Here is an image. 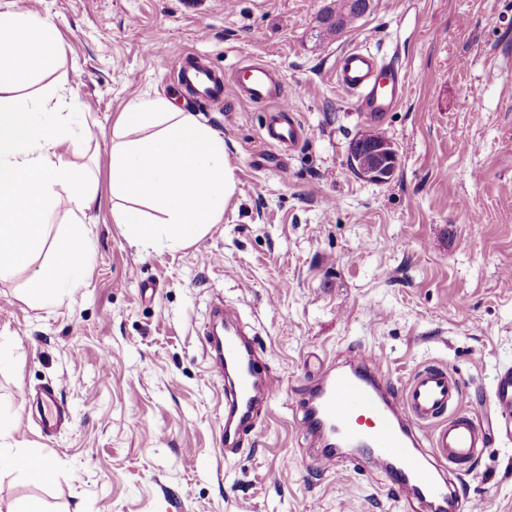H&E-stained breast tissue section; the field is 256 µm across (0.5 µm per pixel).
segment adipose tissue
<instances>
[{
	"mask_svg": "<svg viewBox=\"0 0 512 512\" xmlns=\"http://www.w3.org/2000/svg\"><path fill=\"white\" fill-rule=\"evenodd\" d=\"M62 45L54 23L27 13L0 12V279L43 261L24 290L33 304H55L60 292L78 287L92 260L83 219L96 201V181L58 153L63 143L85 148L91 134L55 101L8 103L22 82L54 63ZM112 216L137 251L184 248L221 223L236 190L220 131L166 98L128 103L112 125ZM66 191L75 216L56 236L48 228L58 191ZM0 418V471L21 469L45 483L54 471L35 453L11 441Z\"/></svg>",
	"mask_w": 512,
	"mask_h": 512,
	"instance_id": "obj_1",
	"label": "adipose tissue"
}]
</instances>
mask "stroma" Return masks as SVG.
Listing matches in <instances>:
<instances>
[{
    "label": "stroma",
    "instance_id": "stroma-1",
    "mask_svg": "<svg viewBox=\"0 0 512 512\" xmlns=\"http://www.w3.org/2000/svg\"><path fill=\"white\" fill-rule=\"evenodd\" d=\"M330 4L0 0V12L55 23L61 54L14 97L65 94L92 140L60 151L97 180L84 282L39 308L22 295L31 268L0 280V414L18 447L56 468L49 485L0 472V512L29 498L48 512H406L368 457L325 468L308 445L298 402L322 364L353 350L377 353L396 391L422 367H448L491 409L512 369V0H371L325 37ZM355 45L406 80L381 118L336 86V61ZM183 57L227 80L265 60L301 141L256 170L270 106L195 100L175 69ZM157 96L223 134L236 192L200 242L139 253L112 220V123L128 101ZM370 128L399 152L386 183L347 167ZM218 297L281 387L260 437L225 456L223 380L203 336ZM46 387L71 415L50 435L32 412ZM460 481L483 512H512V440L492 439Z\"/></svg>",
    "mask_w": 512,
    "mask_h": 512
}]
</instances>
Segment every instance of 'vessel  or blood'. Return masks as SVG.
Masks as SVG:
<instances>
[{"label": "vessel or blood", "mask_w": 512, "mask_h": 512, "mask_svg": "<svg viewBox=\"0 0 512 512\" xmlns=\"http://www.w3.org/2000/svg\"><path fill=\"white\" fill-rule=\"evenodd\" d=\"M179 77L194 96L218 102L225 94L252 104L285 102L286 97L269 64L253 62L243 67L238 79L224 84L220 76L202 65L179 61ZM336 83L351 97L361 112L382 115L402 101L404 84L398 69L383 58L355 46L344 51L336 62ZM301 138L297 124L272 121L265 143L296 144ZM250 344L237 329H227L224 352L215 369L225 374L224 431L218 439L226 446L232 434L254 432L253 410L258 396H277L276 383L262 379L254 361H242ZM466 389L448 368L430 365L417 370L405 384L399 398H390L381 385L378 356L357 350L350 366L336 369L327 365L306 411L319 445L328 439H361L370 447L373 463L390 470L398 494L423 493L429 501L448 498V486L433 473L432 464L449 468L471 466L486 447L490 430L483 418L465 403ZM502 415L512 414V369L503 372L495 391ZM41 425L57 426L62 410L54 392L40 400ZM427 451H420V443Z\"/></svg>", "instance_id": "vessel-or-blood-1"}]
</instances>
